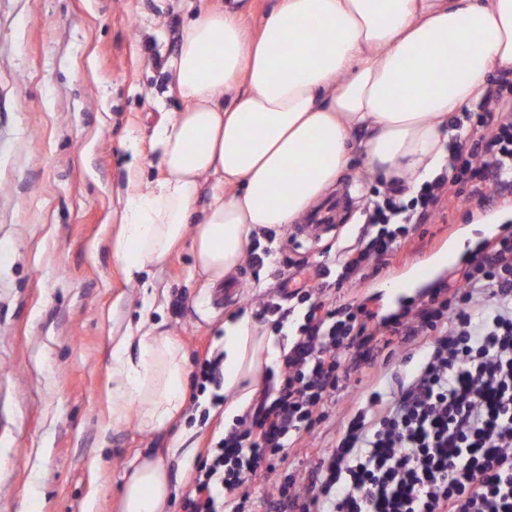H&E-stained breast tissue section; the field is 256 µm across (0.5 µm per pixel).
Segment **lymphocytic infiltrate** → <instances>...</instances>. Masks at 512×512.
<instances>
[{"label":"lymphocytic infiltrate","mask_w":512,"mask_h":512,"mask_svg":"<svg viewBox=\"0 0 512 512\" xmlns=\"http://www.w3.org/2000/svg\"><path fill=\"white\" fill-rule=\"evenodd\" d=\"M453 125L462 137L446 174L408 200L391 182L371 200L358 245L285 291L305 308L288 351L251 410L200 455L182 512H253L246 485L271 480L286 440L328 417L349 381L342 364H374L418 336L425 343L403 356L412 370L397 392L366 390L308 478L278 483L273 512H512V232L486 241L416 310L382 316L332 294L355 288L370 261L394 273L392 256L444 200L512 210V79Z\"/></svg>","instance_id":"obj_1"}]
</instances>
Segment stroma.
Returning a JSON list of instances; mask_svg holds the SVG:
<instances>
[{
    "instance_id": "35a3bbf8",
    "label": "stroma",
    "mask_w": 512,
    "mask_h": 512,
    "mask_svg": "<svg viewBox=\"0 0 512 512\" xmlns=\"http://www.w3.org/2000/svg\"><path fill=\"white\" fill-rule=\"evenodd\" d=\"M191 17L182 0H0V512H86L90 499L93 512H119L123 472L140 456L162 457L178 512L199 455L224 435L222 413L194 396L197 363L220 352L226 319L276 294L272 267L243 262L224 281L241 299L219 310L189 244L150 268V294L108 246L129 166L145 185L162 173L153 129L181 108L164 65ZM506 221L491 211L474 231L463 210L439 207L396 255V277L368 276L340 299L385 315L416 307ZM361 223L352 212L288 254L317 268ZM141 322L185 355L184 411L155 433L107 416L112 339ZM356 400L337 392L315 433L288 447L290 472L307 475Z\"/></svg>"
}]
</instances>
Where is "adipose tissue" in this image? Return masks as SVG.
Returning <instances> with one entry per match:
<instances>
[{"label":"adipose tissue","mask_w":512,"mask_h":512,"mask_svg":"<svg viewBox=\"0 0 512 512\" xmlns=\"http://www.w3.org/2000/svg\"><path fill=\"white\" fill-rule=\"evenodd\" d=\"M183 107L153 130L161 176L130 170L110 247L128 281L190 239L220 282L252 237L299 222L359 150L367 171L423 181L448 162L451 122L512 72V0H278L257 35L231 5L201 9L167 61ZM273 337L224 322V412L247 406ZM184 355L164 332L112 346L113 422L167 429L185 407ZM120 512H167L161 459L130 463Z\"/></svg>","instance_id":"adipose-tissue-1"}]
</instances>
